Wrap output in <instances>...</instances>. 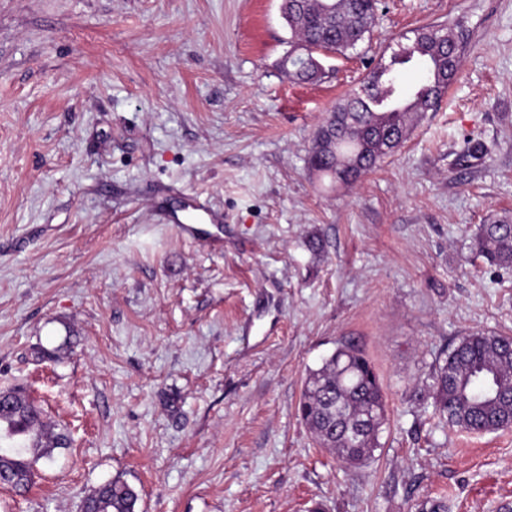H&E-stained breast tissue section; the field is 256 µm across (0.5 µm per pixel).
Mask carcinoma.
<instances>
[{
  "label": "carcinoma",
  "instance_id": "1",
  "mask_svg": "<svg viewBox=\"0 0 512 512\" xmlns=\"http://www.w3.org/2000/svg\"><path fill=\"white\" fill-rule=\"evenodd\" d=\"M325 0H307L304 8L281 4L291 32L290 42L305 41L312 56L283 59L288 75L301 81L321 79L316 61L344 55L369 37L375 25L377 0H339L329 15ZM461 47L451 29L422 27L411 43L373 68L364 84L375 101L391 100L386 112H373L356 95L342 99L315 132L309 152L310 168L334 183H351L372 171L377 162L397 150L406 139L411 119L426 112L453 82L459 67L445 55V46ZM415 59L425 61L428 79L404 95L395 84L394 70ZM471 251L490 265L512 268V217L481 224ZM435 410L460 430L484 434L512 428V336L471 332L459 338L438 364L434 375ZM300 416L322 448L357 465L371 457L387 422L386 401L377 372L358 350L341 345L305 381ZM66 436L40 420L34 403L14 390L0 394V484L24 489L40 460L52 459ZM138 496L120 479H113L89 495L83 512H135Z\"/></svg>",
  "mask_w": 512,
  "mask_h": 512
}]
</instances>
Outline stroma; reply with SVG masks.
<instances>
[{"mask_svg": "<svg viewBox=\"0 0 512 512\" xmlns=\"http://www.w3.org/2000/svg\"><path fill=\"white\" fill-rule=\"evenodd\" d=\"M280 4L0 0V393L70 438L0 512H81L117 477L136 512L512 504V430L459 431L433 399L460 336H512V269L467 261L477 226L512 216V0H378L370 39L313 83L280 67ZM422 26L459 34L453 83L359 182L319 177L326 114ZM469 141L486 154L462 167ZM197 194L224 211L221 249L150 214ZM342 344L388 405L357 467L298 415Z\"/></svg>", "mask_w": 512, "mask_h": 512, "instance_id": "stroma-1", "label": "stroma"}]
</instances>
